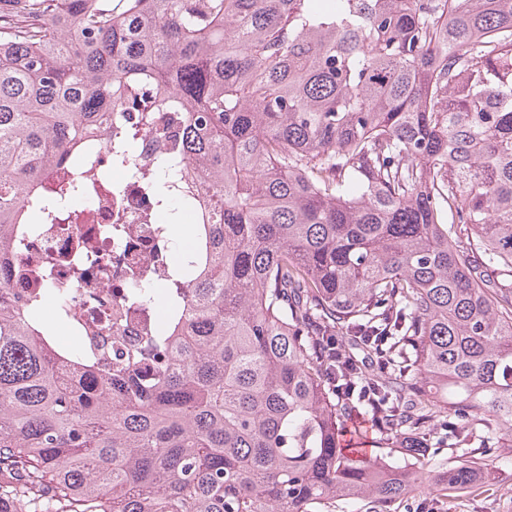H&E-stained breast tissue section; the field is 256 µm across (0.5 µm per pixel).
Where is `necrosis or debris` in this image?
<instances>
[{"mask_svg":"<svg viewBox=\"0 0 512 512\" xmlns=\"http://www.w3.org/2000/svg\"><path fill=\"white\" fill-rule=\"evenodd\" d=\"M84 179L99 188L96 205L69 224L35 225L25 249L10 256L7 285L24 294L50 284L69 289L71 346L120 347L150 334L157 324L156 308L129 304L127 292L148 278L165 284L174 227L144 222L153 200L130 176L107 190L100 186L99 167L87 170ZM87 239L97 251L84 260L76 278L70 262L77 244Z\"/></svg>","mask_w":512,"mask_h":512,"instance_id":"4bbe7bcc","label":"necrosis or debris"}]
</instances>
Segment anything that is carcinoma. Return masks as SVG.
Returning a JSON list of instances; mask_svg holds the SVG:
<instances>
[{
    "mask_svg": "<svg viewBox=\"0 0 512 512\" xmlns=\"http://www.w3.org/2000/svg\"><path fill=\"white\" fill-rule=\"evenodd\" d=\"M105 126L116 165L164 140L132 176L164 224L204 200L201 252L107 369L0 286V512L402 499V434L512 435V0H0V283ZM372 402L388 461L340 424Z\"/></svg>",
    "mask_w": 512,
    "mask_h": 512,
    "instance_id": "carcinoma-1",
    "label": "carcinoma"
}]
</instances>
